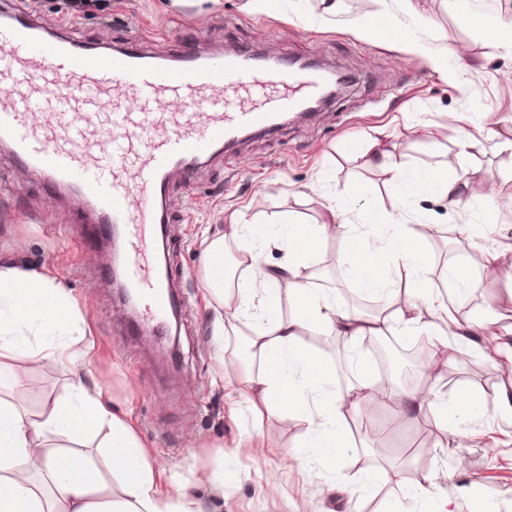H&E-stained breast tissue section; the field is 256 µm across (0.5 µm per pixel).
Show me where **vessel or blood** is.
<instances>
[{
    "mask_svg": "<svg viewBox=\"0 0 512 512\" xmlns=\"http://www.w3.org/2000/svg\"><path fill=\"white\" fill-rule=\"evenodd\" d=\"M273 82L301 93L267 98ZM323 87L317 70L270 66L243 49L161 59L135 38L114 50L44 39L28 18L0 23V142L124 230L126 285L156 323L177 305L155 239L172 174L191 177L224 144L272 132Z\"/></svg>",
    "mask_w": 512,
    "mask_h": 512,
    "instance_id": "vessel-or-blood-1",
    "label": "vessel or blood"
}]
</instances>
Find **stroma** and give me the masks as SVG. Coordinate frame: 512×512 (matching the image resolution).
<instances>
[{
    "instance_id": "stroma-1",
    "label": "stroma",
    "mask_w": 512,
    "mask_h": 512,
    "mask_svg": "<svg viewBox=\"0 0 512 512\" xmlns=\"http://www.w3.org/2000/svg\"><path fill=\"white\" fill-rule=\"evenodd\" d=\"M52 32L81 42L120 46L138 38L145 49L174 57L192 47L213 55L226 45L260 49L285 57L318 59L349 79L347 87L314 115L282 121L273 132L249 136L213 155L192 179L171 178L166 191L171 283L184 303L177 331L133 335L108 274L111 250L105 225L73 205L68 192L50 187L0 147V260L59 279L85 321L89 354L78 366L51 364L27 355L11 365L25 374L16 398L30 414L66 394L73 376L101 392L108 405L129 418L147 444L163 494L184 492L201 512H381L399 494V481L426 472L436 496L468 512L472 497L487 512H512V422L497 410L512 395V371L481 356L444 365L436 385L443 396L460 389L480 392L486 415L469 422L467 444L449 446L434 427L435 411L415 420L399 418L398 395L379 407L376 420L351 416L357 439L341 471L328 474L330 493L307 477V461L291 456L305 433L304 421L288 409L256 418L242 385L226 382L225 360L238 357V338L213 336L216 318H231L240 335L254 322L239 311L234 289L225 301L207 290L204 248L223 239L242 278L239 244L227 237L239 215L264 228L282 215L301 223L336 219L360 224L361 210L378 207L409 226L434 225L441 237L432 250L429 275L444 282L446 270L465 251L483 288L455 306L464 322L491 315L496 329L512 321V263L486 265L471 248L474 226L495 225L490 246L512 243V211H488V197L512 195V56L494 51L484 33L465 26L450 0H426L424 23L405 15L403 0H387L401 16L409 39L396 43L354 30V19L378 10L377 0H341L335 14L321 0H279L265 14L250 12L246 0H10ZM455 49L471 73L443 69L436 58ZM496 130L464 160L470 169L458 208L433 197L408 195L379 167L366 163L357 145L386 129L388 148L409 169L444 167L456 154L457 131L466 121ZM345 202L336 215L328 198ZM341 244L328 238L307 276L335 292L351 283ZM433 440L428 465L417 453ZM380 472L372 493L358 477Z\"/></svg>"
}]
</instances>
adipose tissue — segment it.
Returning a JSON list of instances; mask_svg holds the SVG:
<instances>
[{
	"label": "adipose tissue",
	"mask_w": 512,
	"mask_h": 512,
	"mask_svg": "<svg viewBox=\"0 0 512 512\" xmlns=\"http://www.w3.org/2000/svg\"><path fill=\"white\" fill-rule=\"evenodd\" d=\"M362 155L390 176L397 188L413 194L435 195L448 206L464 201L465 184L438 170L410 171L394 159L384 133L368 136ZM363 223L386 231L381 246L363 245L353 225H303L289 221L282 228L288 254L280 274L266 272L263 245L244 241L242 258L262 275V300H255L252 281L239 282L241 302L253 306L260 326L248 342L262 366L244 371L241 362L226 364L228 379L244 378L266 412L280 405L298 411L307 432L297 453L314 460L312 478L335 469L349 443L346 414L332 397V377L325 362L305 347L303 330L317 329L348 338L368 333L398 332L425 336L433 356L450 355L463 361L488 356V347L449 345L443 338L442 317L449 309L437 305L426 276L431 264L424 236L405 224L391 223L376 209L364 210ZM339 234L343 252L350 256L353 274L366 292L390 297L392 276L405 278L407 304L398 315L370 320L339 306L335 296L310 287L302 271L316 257L328 235ZM287 275L291 317L280 313L277 286ZM86 333L77 307L60 281L14 263H0V512H193L186 496L159 491L145 445L131 424L114 413L101 393L73 380L67 397L53 401L41 413L29 415L11 398L21 386L8 358L36 351L42 361L76 362L86 356ZM407 414L436 408L442 431L463 444L465 422L483 416L486 406L474 392L438 399L435 388L402 392ZM122 487L121 497L106 493L107 478Z\"/></svg>",
	"instance_id": "adipose-tissue-1"
}]
</instances>
